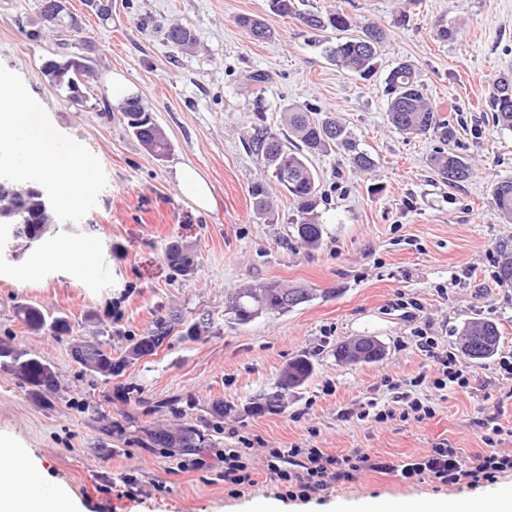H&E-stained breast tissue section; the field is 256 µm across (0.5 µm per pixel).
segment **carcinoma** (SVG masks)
Segmentation results:
<instances>
[{
  "label": "carcinoma",
  "mask_w": 512,
  "mask_h": 512,
  "mask_svg": "<svg viewBox=\"0 0 512 512\" xmlns=\"http://www.w3.org/2000/svg\"><path fill=\"white\" fill-rule=\"evenodd\" d=\"M271 10L280 15H295L307 27L326 31L328 29L346 32L353 25L352 19L338 10L327 15L305 13L296 9L294 0H270ZM240 24L257 41L272 36L271 29L260 17H244ZM165 38L176 48L192 44L193 35L183 25H171L164 32ZM387 37L377 25H367L361 32L339 37L336 43L326 47L328 59L336 66L350 72L365 73L373 69L375 60ZM49 74L56 87L66 93L68 99L79 103L83 99V88L92 78L89 67L77 57L59 59L51 63ZM387 117L392 127L401 134H433L446 144L454 137L448 121L440 118L436 109L424 95V87L412 66L400 62L390 71L386 79ZM120 111L127 128L147 151L155 157H163L170 150V143L156 123L152 112L137 100L126 102ZM493 122L502 130L512 131V75H502L493 84L490 101ZM288 134L296 141L291 148L277 133L263 127L254 129L251 137L256 154L264 160L266 167L278 185L292 198L298 212L304 215L302 222L295 225L300 243L308 248L318 246L322 240V225L307 217L312 199L317 193V175L309 165V156L333 148L343 151L353 167L367 172L374 167L372 157L360 150L352 134L338 120L332 117L319 119L301 106L288 108ZM430 165L437 176L450 186L467 181L472 175L470 165L463 156L445 149H439L430 156ZM5 211L12 215V230L15 238L28 249L40 242L44 235L57 224V208L46 209L37 186L24 189L9 188L0 191ZM493 204L496 214L512 221V179L497 182L493 188ZM164 257L169 270L176 276L191 274L196 267V254L192 248L177 239L165 246ZM309 300V294L302 288L288 289L274 283L257 284L232 297L227 308L230 319L237 324H247L268 312L286 313ZM16 317L36 334H49L56 338L70 333L68 317L55 315L46 309L29 303L15 307ZM185 327L182 338L193 339L205 330L214 327V318L207 315L203 321L187 322V319L172 315L160 316L149 332L140 336L118 358L112 356V344L97 340L73 347L75 361L82 373L107 383L119 376L127 366L156 353L164 339L179 327ZM464 341L461 349L473 360H485L497 351L500 333L498 327L488 321L473 320L464 324L461 331ZM338 355L354 362H375L384 356L379 342L370 346V352L363 357L343 345ZM0 370L18 380L30 395L41 398L45 391H55L59 386L52 365L41 356L27 350H19L8 344H0ZM314 366L303 357H297L284 368L275 383V391L264 397V403L257 410L273 409L280 406L289 391L303 386L312 376ZM147 446L167 448L183 456L194 455L202 448L213 446L209 435L193 424H186L176 431L154 430L148 433Z\"/></svg>",
  "instance_id": "carcinoma-1"
}]
</instances>
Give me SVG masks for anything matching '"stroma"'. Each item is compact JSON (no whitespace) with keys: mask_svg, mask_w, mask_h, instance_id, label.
<instances>
[{"mask_svg":"<svg viewBox=\"0 0 512 512\" xmlns=\"http://www.w3.org/2000/svg\"><path fill=\"white\" fill-rule=\"evenodd\" d=\"M61 3L62 20L49 29L39 0H0V75L37 95L60 141L97 162L92 197L61 211L41 247L12 257L15 243L0 224V343L37 353L59 379L40 402L0 371V440L49 486L65 489L76 512H254L260 502L274 512H351L389 498L445 499L462 512L512 486V471L466 487L364 469L292 498L266 458L271 448H364L397 466L442 442L466 464L490 446L512 451V379L497 364L512 356V285L497 278L501 248L512 249V222L496 215L492 198L497 181L512 179V131L494 126L489 110L494 80L512 73V0H301L302 11L341 10L357 25L386 31L367 76L336 67L324 52L326 33L274 14L269 0H112L105 20L94 0ZM243 16L264 17L273 37L251 39L238 24ZM177 23L193 34L188 50L164 38L163 26ZM443 27L449 38L440 37ZM72 56L97 75L80 105L42 70L47 60ZM401 61L414 64L430 103L454 129L452 149L472 166L460 186L428 165L437 139L399 134L388 121L385 79ZM116 72L168 137L163 158L107 108L103 93ZM291 105L336 118L375 161L361 172L335 151L311 156L319 178L313 214L323 227L313 249L298 241L299 214L250 150L253 127L284 132ZM184 164L209 182L211 210L178 192ZM258 184L270 202L264 214L251 193ZM178 236L195 252L196 269L174 278L164 247ZM62 238L93 245L92 266L58 261L54 243ZM266 282L307 289L311 298L285 314L227 322L231 295ZM20 302L66 315L70 334L32 333L15 315ZM202 311L214 317L209 332L193 340L172 334L111 383H91L71 356L72 344L104 337L120 354L156 316ZM475 319L494 322L501 339L495 357L460 356L469 386L437 397L414 386L435 369L417 345L418 330L454 349L458 330ZM359 336L378 340L384 357L340 361L337 347ZM299 356L314 365L309 380L279 408L250 411ZM118 386L130 399L115 395ZM404 393L432 397L434 416L400 418ZM218 397L233 410L214 447L200 453L202 468H182L166 449L148 447L146 430L208 418ZM91 400L102 415L80 412ZM371 402L396 417L358 420ZM491 418L503 432L490 441ZM115 421L123 433H110ZM241 436L255 446L254 483L236 492L224 482L218 452Z\"/></svg>","mask_w":512,"mask_h":512,"instance_id":"obj_1","label":"stroma"}]
</instances>
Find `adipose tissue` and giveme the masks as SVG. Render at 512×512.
<instances>
[{
	"label": "adipose tissue",
	"mask_w": 512,
	"mask_h": 512,
	"mask_svg": "<svg viewBox=\"0 0 512 512\" xmlns=\"http://www.w3.org/2000/svg\"><path fill=\"white\" fill-rule=\"evenodd\" d=\"M24 137H16V129ZM0 145L13 167L52 182L58 203L88 199L94 189V159L63 145L44 118L41 100L0 77ZM0 512H75L62 491L49 490L9 445L0 446Z\"/></svg>",
	"instance_id": "obj_1"
}]
</instances>
